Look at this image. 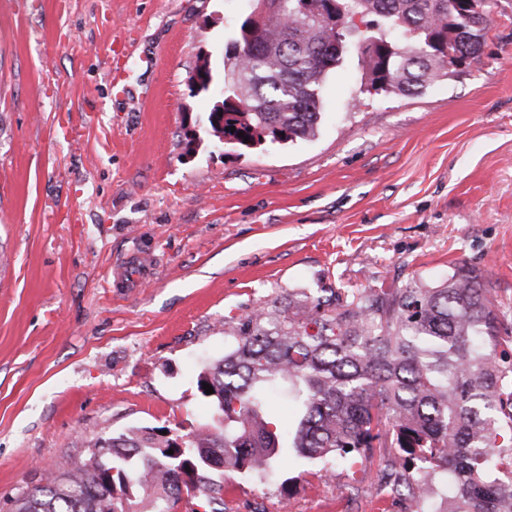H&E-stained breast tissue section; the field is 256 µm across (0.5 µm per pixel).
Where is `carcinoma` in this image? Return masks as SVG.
Returning a JSON list of instances; mask_svg holds the SVG:
<instances>
[{
    "label": "carcinoma",
    "instance_id": "1",
    "mask_svg": "<svg viewBox=\"0 0 512 512\" xmlns=\"http://www.w3.org/2000/svg\"><path fill=\"white\" fill-rule=\"evenodd\" d=\"M300 2L253 0L234 27L224 112L206 123L234 126L230 146L319 131L322 83L346 58L331 43L348 27L298 18ZM337 3L347 24L372 17L364 39L387 51L362 59L368 88L385 95H418L459 76L453 60L482 58L490 20L472 21L462 0ZM229 325L224 356L198 375V389L214 390L215 425L183 448L162 427L102 438L101 455L65 463L16 512H174L184 493L204 512H227L215 473L262 480L276 461L302 467L282 479L281 504L306 476L326 484L336 466L352 476L374 463L404 512H512V323L481 270L457 263L435 284L290 291ZM279 396L294 408L286 425L270 409Z\"/></svg>",
    "mask_w": 512,
    "mask_h": 512
}]
</instances>
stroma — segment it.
I'll use <instances>...</instances> for the list:
<instances>
[{"label": "stroma", "instance_id": "35a3bbf8", "mask_svg": "<svg viewBox=\"0 0 512 512\" xmlns=\"http://www.w3.org/2000/svg\"><path fill=\"white\" fill-rule=\"evenodd\" d=\"M248 0H0V512L130 428L185 436L230 318L289 290L482 270L512 317V0L484 53L412 97L361 93L358 49L316 138L244 152L184 120ZM154 274L115 287L141 255ZM224 478L229 512H392L374 472Z\"/></svg>", "mask_w": 512, "mask_h": 512}]
</instances>
